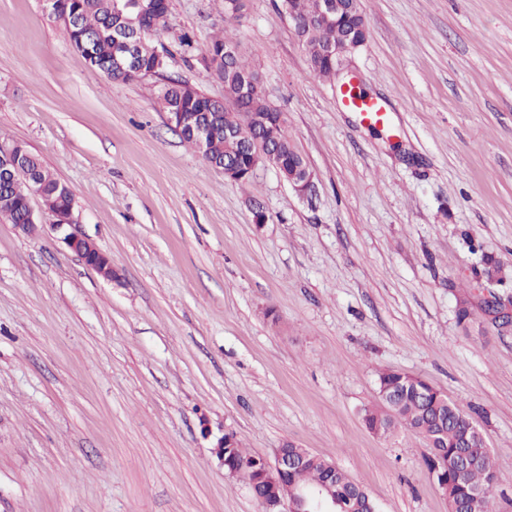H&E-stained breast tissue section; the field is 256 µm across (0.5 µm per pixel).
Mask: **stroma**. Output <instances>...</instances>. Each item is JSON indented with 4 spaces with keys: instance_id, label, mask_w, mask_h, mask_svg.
<instances>
[{
    "instance_id": "35a3bbf8",
    "label": "stroma",
    "mask_w": 512,
    "mask_h": 512,
    "mask_svg": "<svg viewBox=\"0 0 512 512\" xmlns=\"http://www.w3.org/2000/svg\"><path fill=\"white\" fill-rule=\"evenodd\" d=\"M361 7L352 63L383 125L314 75L280 0L235 23L315 174L302 198L269 165L225 178L158 110L169 79L223 97L204 57L224 0H169L166 66L130 81L42 0H0V143L68 186L115 272L0 219V512H261L214 452L228 431L328 459L378 512H448L423 442L363 425L385 370L455 400L512 476V326L485 310L512 311V0ZM347 103L349 106L360 112L364 120L370 123L378 124L383 122L385 118L386 110L378 101L351 95L348 97Z\"/></svg>"
}]
</instances>
